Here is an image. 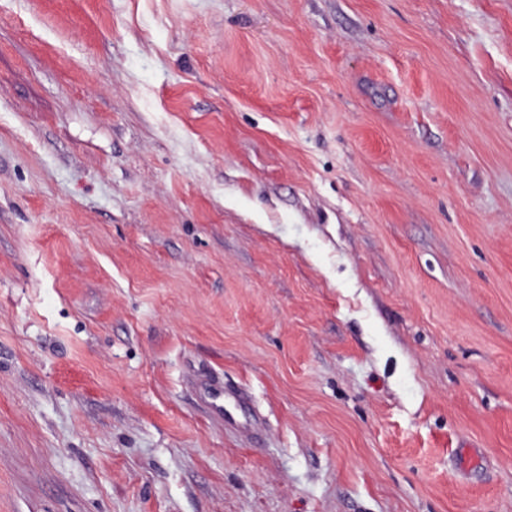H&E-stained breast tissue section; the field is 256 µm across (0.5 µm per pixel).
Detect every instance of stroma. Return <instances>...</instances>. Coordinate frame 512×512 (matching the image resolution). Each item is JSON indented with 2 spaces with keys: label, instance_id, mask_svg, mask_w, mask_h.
Returning <instances> with one entry per match:
<instances>
[{
  "label": "stroma",
  "instance_id": "1",
  "mask_svg": "<svg viewBox=\"0 0 512 512\" xmlns=\"http://www.w3.org/2000/svg\"><path fill=\"white\" fill-rule=\"evenodd\" d=\"M0 512H512V0H0Z\"/></svg>",
  "mask_w": 512,
  "mask_h": 512
}]
</instances>
